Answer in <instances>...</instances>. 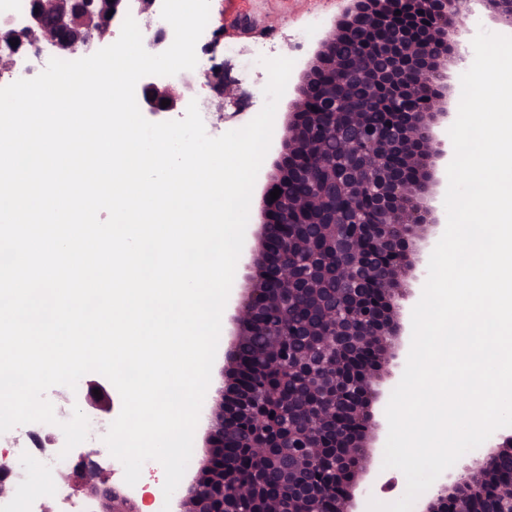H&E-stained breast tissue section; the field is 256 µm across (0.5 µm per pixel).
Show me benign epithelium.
Segmentation results:
<instances>
[{"label": "benign epithelium", "mask_w": 512, "mask_h": 512, "mask_svg": "<svg viewBox=\"0 0 512 512\" xmlns=\"http://www.w3.org/2000/svg\"><path fill=\"white\" fill-rule=\"evenodd\" d=\"M158 2L32 0L24 26L0 17V72L43 42L61 55L85 54L132 11L145 18L149 48L160 51L170 32L153 26ZM347 2L283 120L261 222L244 241L246 274L230 303L222 383L209 391L198 421L204 454L169 512H321V503L367 512L355 490L376 471L371 448L383 425L374 405L407 362L402 312L418 300L424 253L447 224L436 200L447 190L454 156L448 62L469 66L462 19L473 6L512 30V0H412L427 19L418 36L400 33L395 12L406 0ZM345 42L353 52L337 54ZM204 79L218 99L233 98L224 64ZM137 98L151 115L182 106L171 83L149 77L137 83ZM377 102L405 105L380 133L369 123ZM276 187L281 194L272 201ZM255 340L253 358L264 371L248 379L242 351ZM273 372L304 384L279 398L294 423L276 437L261 425ZM509 459L512 435L446 474L423 496L420 512H512ZM18 468L0 461V497L21 478ZM239 468L257 478L240 480ZM73 474L86 512H141L136 493L112 482L99 463H80Z\"/></svg>", "instance_id": "obj_1"}]
</instances>
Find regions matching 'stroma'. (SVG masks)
Returning <instances> with one entry per match:
<instances>
[{
    "instance_id": "stroma-1",
    "label": "stroma",
    "mask_w": 512,
    "mask_h": 512,
    "mask_svg": "<svg viewBox=\"0 0 512 512\" xmlns=\"http://www.w3.org/2000/svg\"><path fill=\"white\" fill-rule=\"evenodd\" d=\"M346 6L347 0H210L211 24L221 28L223 34L216 56L224 64L235 96L223 111L209 113L205 125L208 135L217 137L241 128L262 109L268 73L254 61L255 44L270 42L275 55L294 59L289 81L297 83L319 40ZM17 435L14 429L0 435V459L23 463L22 477L10 501L24 512H62L67 497L82 498L77 484L59 478L45 482L39 461L22 457L15 448L13 439Z\"/></svg>"
}]
</instances>
